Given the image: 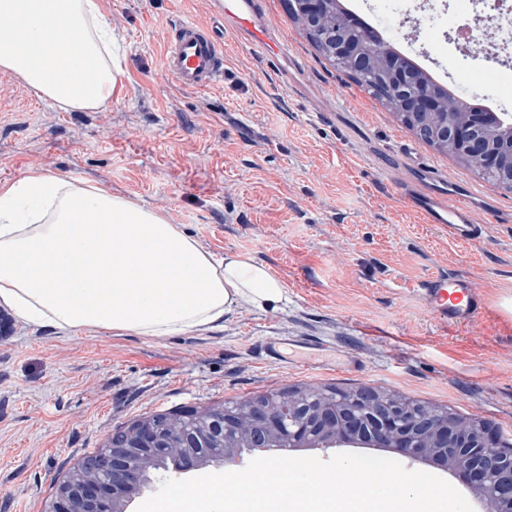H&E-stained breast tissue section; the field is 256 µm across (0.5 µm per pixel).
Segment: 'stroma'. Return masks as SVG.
<instances>
[{
	"mask_svg": "<svg viewBox=\"0 0 512 512\" xmlns=\"http://www.w3.org/2000/svg\"><path fill=\"white\" fill-rule=\"evenodd\" d=\"M124 47L122 88L99 110L64 112L0 71V184L49 172L160 211L215 259L264 263L286 286L278 309L243 306L221 326L174 336L65 333L13 314L0 325V512H50L59 484L117 428L159 413L204 412L287 388L365 385L480 421L512 443V191L418 138L334 68L268 0L266 51L221 36L224 71L186 89L164 71L178 19L210 22L207 0H99ZM383 39L461 96L512 109V66L488 84L481 57L447 27L401 24L393 10L345 0ZM415 158L472 191L487 225L461 245L397 194ZM448 272L476 278L486 309L451 324L419 295ZM317 351L260 355L270 338ZM358 359L341 373L337 353ZM369 455L434 471L474 512H488L457 472L391 448Z\"/></svg>",
	"mask_w": 512,
	"mask_h": 512,
	"instance_id": "obj_1",
	"label": "stroma"
}]
</instances>
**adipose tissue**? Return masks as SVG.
<instances>
[{
    "label": "adipose tissue",
    "mask_w": 512,
    "mask_h": 512,
    "mask_svg": "<svg viewBox=\"0 0 512 512\" xmlns=\"http://www.w3.org/2000/svg\"><path fill=\"white\" fill-rule=\"evenodd\" d=\"M74 36L85 57L71 61ZM116 49L98 0H0V69L61 110L111 101L122 75ZM284 298L265 264L214 260L178 225L122 196L47 174L0 185V306L28 324L163 337Z\"/></svg>",
    "instance_id": "ef3b65f1"
}]
</instances>
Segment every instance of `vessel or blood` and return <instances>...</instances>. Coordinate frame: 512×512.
<instances>
[{"instance_id": "1", "label": "vessel or blood", "mask_w": 512, "mask_h": 512, "mask_svg": "<svg viewBox=\"0 0 512 512\" xmlns=\"http://www.w3.org/2000/svg\"><path fill=\"white\" fill-rule=\"evenodd\" d=\"M211 12L215 19L224 20L226 29L251 46H268L271 32L263 0H236L229 6L223 0H214ZM222 64L221 43L213 27L186 19L168 33L163 65L180 86H211L220 76ZM399 194L426 223L439 225L449 239L473 245L484 238L486 227L477 217L474 197L432 166L416 164L412 179L400 183ZM421 296L431 310L451 323L471 322L485 309L477 285L464 276L430 277L421 284Z\"/></svg>"}]
</instances>
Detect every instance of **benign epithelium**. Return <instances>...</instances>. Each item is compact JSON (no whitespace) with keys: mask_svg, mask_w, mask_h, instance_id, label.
<instances>
[{"mask_svg":"<svg viewBox=\"0 0 512 512\" xmlns=\"http://www.w3.org/2000/svg\"><path fill=\"white\" fill-rule=\"evenodd\" d=\"M335 0H289L288 8L302 24L317 29ZM375 52L372 39L362 33L336 41L331 57L361 71ZM414 77L401 65L386 66L376 89L397 101L415 131L448 150L464 163H477L507 172L504 185L512 187V137L499 145L483 135L486 115L463 119L448 108L441 94L427 86L412 88ZM253 444L249 448H221L205 455L200 447L211 429L201 425L193 437L166 435L157 425L205 416L203 412L153 415L113 434L107 444L87 456L59 486L49 512H126L127 503L150 487L159 471L176 476L203 465L242 462L243 455L304 448L325 451L365 440L394 448L408 457H427L463 475L482 495L491 512H512V444L480 422L450 412H418L373 387H363L346 398L333 392L305 418L285 416V408L260 398L248 403Z\"/></svg>","mask_w":512,"mask_h":512,"instance_id":"benign-epithelium-1","label":"benign epithelium"}]
</instances>
